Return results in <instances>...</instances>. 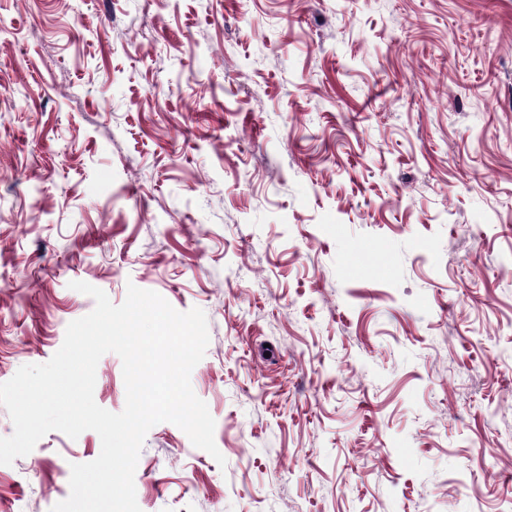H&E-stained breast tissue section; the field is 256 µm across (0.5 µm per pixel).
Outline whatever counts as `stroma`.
<instances>
[{
  "label": "stroma",
  "mask_w": 512,
  "mask_h": 512,
  "mask_svg": "<svg viewBox=\"0 0 512 512\" xmlns=\"http://www.w3.org/2000/svg\"><path fill=\"white\" fill-rule=\"evenodd\" d=\"M73 281L206 314L226 463L155 425L141 512H512V0H0V383ZM100 452L49 432L0 512Z\"/></svg>",
  "instance_id": "1"
}]
</instances>
